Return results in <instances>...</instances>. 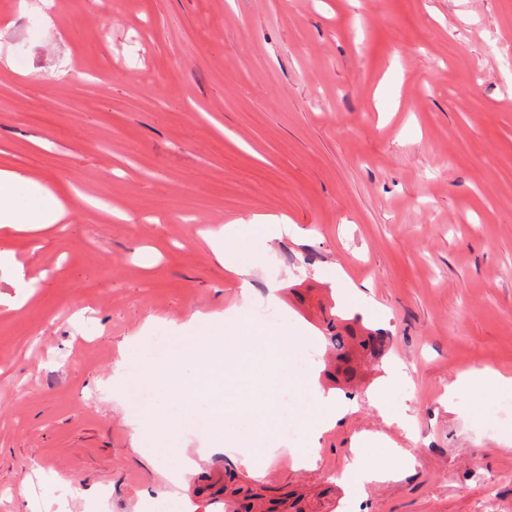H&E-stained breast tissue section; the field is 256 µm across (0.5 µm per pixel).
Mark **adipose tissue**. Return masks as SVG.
<instances>
[{
  "label": "adipose tissue",
  "instance_id": "adipose-tissue-1",
  "mask_svg": "<svg viewBox=\"0 0 512 512\" xmlns=\"http://www.w3.org/2000/svg\"><path fill=\"white\" fill-rule=\"evenodd\" d=\"M75 205V195L54 191L20 170L0 168V230L35 232L68 223ZM235 234V225L229 224L210 237L208 243L220 263L246 274L261 264L268 245L266 240L251 239L236 250H227L226 243ZM495 387L512 389V377L481 367L459 376L449 385L447 393L454 398L464 391L481 403ZM411 460V455L401 448L383 449L368 461L356 453L346 462L344 479L352 497L358 499L364 496L367 484L399 478L403 464Z\"/></svg>",
  "mask_w": 512,
  "mask_h": 512
}]
</instances>
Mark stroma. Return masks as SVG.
<instances>
[{"label":"stroma","mask_w":512,"mask_h":512,"mask_svg":"<svg viewBox=\"0 0 512 512\" xmlns=\"http://www.w3.org/2000/svg\"><path fill=\"white\" fill-rule=\"evenodd\" d=\"M19 4L0 0V167L106 205L0 232L36 287L0 304V512H345L337 474L371 435L414 461L357 512H481L490 485L512 512V423L446 396L475 367L512 377V0H54L49 28ZM234 222L290 225L252 304L306 329L321 391L355 406L313 469L284 430L256 475L189 426L157 453L126 402L129 340L241 306L207 244ZM356 315L390 342L343 390L329 326Z\"/></svg>","instance_id":"35a3bbf8"}]
</instances>
